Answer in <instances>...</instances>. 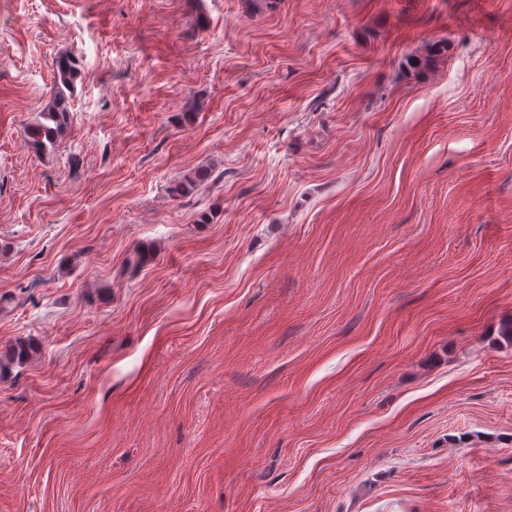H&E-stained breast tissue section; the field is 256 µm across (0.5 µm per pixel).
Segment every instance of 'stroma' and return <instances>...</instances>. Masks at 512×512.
Returning a JSON list of instances; mask_svg holds the SVG:
<instances>
[{"mask_svg": "<svg viewBox=\"0 0 512 512\" xmlns=\"http://www.w3.org/2000/svg\"><path fill=\"white\" fill-rule=\"evenodd\" d=\"M1 302L0 512H512V0H0ZM79 73L77 61L72 57H60L56 62L53 99L41 113L44 122H37L27 131L28 142L36 152L43 153L49 148L55 149L68 127L66 92H72L74 79Z\"/></svg>", "mask_w": 512, "mask_h": 512, "instance_id": "35a3bbf8", "label": "stroma"}]
</instances>
